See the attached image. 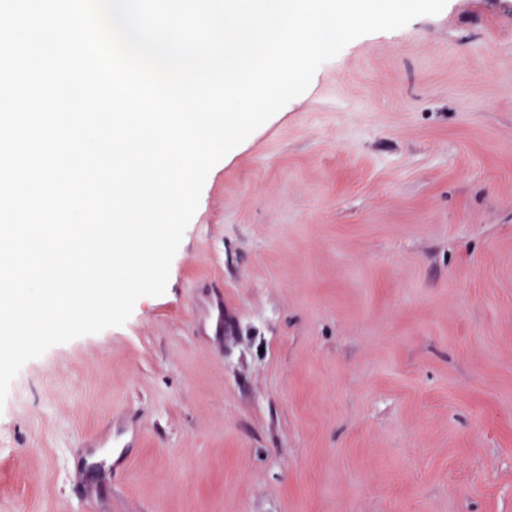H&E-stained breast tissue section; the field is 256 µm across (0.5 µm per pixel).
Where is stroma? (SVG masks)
Returning <instances> with one entry per match:
<instances>
[{"mask_svg":"<svg viewBox=\"0 0 512 512\" xmlns=\"http://www.w3.org/2000/svg\"><path fill=\"white\" fill-rule=\"evenodd\" d=\"M0 512H512V0L353 40L221 159L165 293L12 381Z\"/></svg>","mask_w":512,"mask_h":512,"instance_id":"35a3bbf8","label":"stroma"}]
</instances>
